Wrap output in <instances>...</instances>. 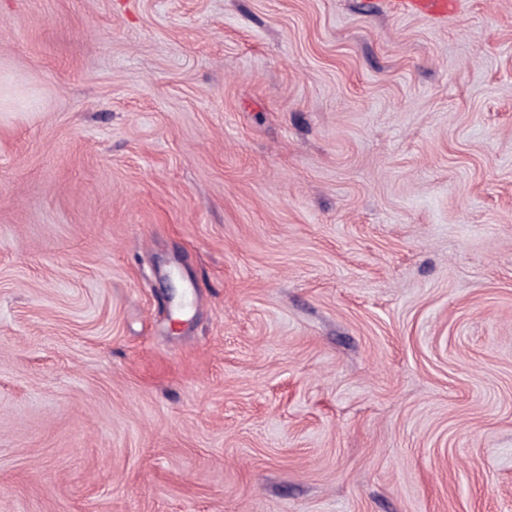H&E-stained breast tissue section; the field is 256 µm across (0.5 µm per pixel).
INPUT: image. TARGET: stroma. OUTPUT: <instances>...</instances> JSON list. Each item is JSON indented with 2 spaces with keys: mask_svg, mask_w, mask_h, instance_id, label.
<instances>
[{
  "mask_svg": "<svg viewBox=\"0 0 512 512\" xmlns=\"http://www.w3.org/2000/svg\"><path fill=\"white\" fill-rule=\"evenodd\" d=\"M0 512H512V0H0ZM464 0H387L391 10L400 15L448 17L458 11Z\"/></svg>",
  "mask_w": 512,
  "mask_h": 512,
  "instance_id": "35a3bbf8",
  "label": "stroma"
}]
</instances>
